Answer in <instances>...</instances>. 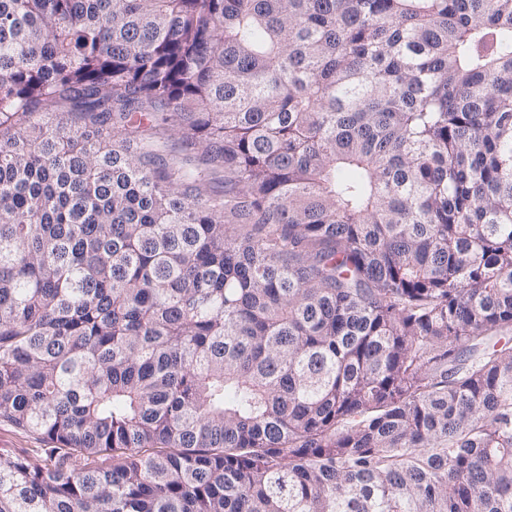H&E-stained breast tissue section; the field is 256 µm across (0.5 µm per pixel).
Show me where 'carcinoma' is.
<instances>
[{
	"label": "carcinoma",
	"mask_w": 512,
	"mask_h": 512,
	"mask_svg": "<svg viewBox=\"0 0 512 512\" xmlns=\"http://www.w3.org/2000/svg\"><path fill=\"white\" fill-rule=\"evenodd\" d=\"M0 421V512H512V0H0ZM36 448H45V446L28 433L0 422V449L17 454L37 456Z\"/></svg>",
	"instance_id": "obj_1"
}]
</instances>
